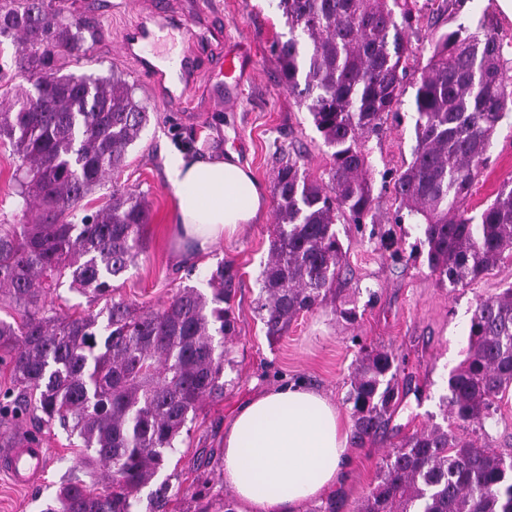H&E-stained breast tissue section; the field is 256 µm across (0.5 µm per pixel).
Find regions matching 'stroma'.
I'll list each match as a JSON object with an SVG mask.
<instances>
[{"label":"stroma","mask_w":512,"mask_h":512,"mask_svg":"<svg viewBox=\"0 0 512 512\" xmlns=\"http://www.w3.org/2000/svg\"><path fill=\"white\" fill-rule=\"evenodd\" d=\"M137 3L51 0L52 8L94 20L101 30L85 56L70 62L69 72H123L135 84L137 96L151 107L149 125L129 149L124 167L83 201L84 207L95 209L105 205L113 187L140 192L150 211L143 252L135 267L113 280L110 299H96L64 285L57 289L54 303L75 315L100 310L111 299L147 311L163 306L183 286L205 288V274L218 262L236 270L239 284L233 311L237 334L228 345L224 394L203 402L189 434L179 438L166 468L158 475L179 492L174 512H195L196 504L185 494V487L216 498L229 493L221 470L224 429L256 393L300 381L324 393L344 413L348 410L349 375L360 345L392 350L401 361L399 382L405 394L383 434L362 447L349 445V463L330 490L339 512H353L375 484L388 448L426 425L442 422L448 373L465 357L474 305L478 299L512 286V258H505L481 279L457 288L439 282L430 271L416 219L399 216L391 185L394 174L411 161L416 144V114L411 110L415 88L406 86L401 111L389 116L383 131L365 143L374 197L372 216L363 224L337 225L343 261L332 292L322 305L301 313L280 339L269 340L257 312L256 279L268 258L275 224L274 170L282 158L290 156L309 177L320 180L326 178L332 164L331 151L309 113L278 83L279 64L270 46L274 40L288 39L286 19L275 0H169L174 12L203 32L202 64L215 67L219 38L229 35L246 45L254 67L244 99L235 110L209 108V89L200 84L193 92L192 109L178 111L158 98L148 78L120 51L123 31L136 20ZM176 151L200 159L232 157L250 169L267 195L266 210L258 223L199 256L189 267L177 262L169 227L175 193L167 174V158ZM19 163L9 143L0 142V225L30 224L36 218L35 213L24 214L15 208L11 175ZM510 177L512 114L495 135L473 188L469 199L473 213L490 204ZM344 308L355 309V322L341 317ZM32 432L39 434L48 451L46 476L41 482L18 487L0 472V512H41L60 481L79 473L76 461L82 443L62 426L39 429L30 419L0 421V434Z\"/></svg>","instance_id":"1"}]
</instances>
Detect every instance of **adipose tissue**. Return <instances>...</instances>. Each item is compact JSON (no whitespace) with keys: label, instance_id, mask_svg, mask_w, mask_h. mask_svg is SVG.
<instances>
[{"label":"adipose tissue","instance_id":"adipose-tissue-1","mask_svg":"<svg viewBox=\"0 0 512 512\" xmlns=\"http://www.w3.org/2000/svg\"><path fill=\"white\" fill-rule=\"evenodd\" d=\"M169 180L177 252L189 259L232 239L264 209V194L242 166L173 154ZM341 414L322 393L291 382L244 403L224 429V482L245 512H299L335 485L347 458Z\"/></svg>","mask_w":512,"mask_h":512}]
</instances>
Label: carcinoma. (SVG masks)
Instances as JSON below:
<instances>
[{
	"mask_svg": "<svg viewBox=\"0 0 512 512\" xmlns=\"http://www.w3.org/2000/svg\"><path fill=\"white\" fill-rule=\"evenodd\" d=\"M467 2L449 0L455 27L432 33V54L414 83L416 145L393 184L418 217L429 269L454 288L512 250V178L480 215L468 204L512 112V75L490 11L473 30ZM278 10L290 33L273 44L280 81L333 152L325 184L291 158L275 172L276 225L258 298L271 340L331 292L343 257L335 225L362 224L373 210L364 142L403 105L411 36L422 19L418 0H278ZM89 36L90 22L44 0H0V43L18 45V71L53 80L42 93L31 83L16 111L0 112V138L22 159L12 173L17 207L40 209L37 223L0 232V294L23 312L19 324L0 319L10 383L0 417L40 412L39 425L57 423L81 439L88 476L104 470L100 488L62 481L42 512H139L141 490L165 468L202 401L224 393L236 275L220 262L207 278L210 293L186 285L147 312L123 301L78 316L48 307V289L64 275L95 298L109 295L112 280L136 264L149 223L148 205L133 191L113 189L91 214L80 208L123 167L150 121L123 73L65 72ZM399 372L392 351L360 347L347 396L357 445L388 425L401 399ZM511 388L512 287L476 301L443 421L481 428ZM511 476L512 459L433 423L386 452L354 512H512ZM171 498L161 483L152 512H168Z\"/></svg>",
	"mask_w": 512,
	"mask_h": 512,
	"instance_id": "1",
	"label": "carcinoma"
}]
</instances>
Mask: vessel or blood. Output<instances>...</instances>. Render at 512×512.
Instances as JSON below:
<instances>
[{
    "label": "vessel or blood",
    "mask_w": 512,
    "mask_h": 512,
    "mask_svg": "<svg viewBox=\"0 0 512 512\" xmlns=\"http://www.w3.org/2000/svg\"><path fill=\"white\" fill-rule=\"evenodd\" d=\"M182 33L181 48L171 54L160 50L158 34L164 30ZM200 37L191 24L174 11L156 4L139 14L137 21L124 32L121 48L137 65L140 73L152 83L159 98L170 106L185 108L193 86L201 80L198 58ZM245 47L242 41L225 38L224 51L218 59L220 82L214 86L217 103L236 105L242 97L246 83ZM5 470L15 485L24 486L40 480L46 469L47 451L41 441L8 440L6 449L0 450Z\"/></svg>",
    "instance_id": "obj_1"
}]
</instances>
